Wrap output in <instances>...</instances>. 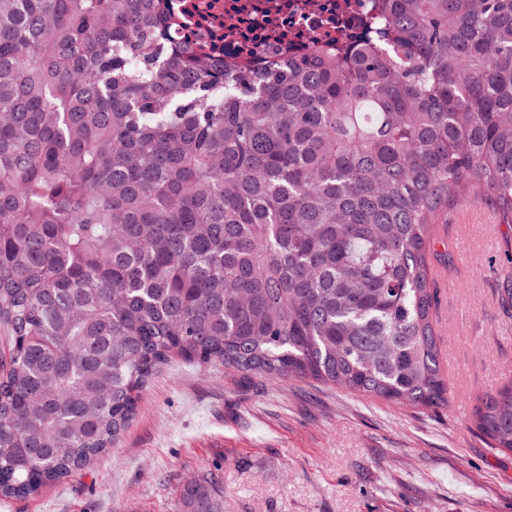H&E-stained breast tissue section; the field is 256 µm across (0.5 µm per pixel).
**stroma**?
Listing matches in <instances>:
<instances>
[{
	"label": "stroma",
	"mask_w": 512,
	"mask_h": 512,
	"mask_svg": "<svg viewBox=\"0 0 512 512\" xmlns=\"http://www.w3.org/2000/svg\"><path fill=\"white\" fill-rule=\"evenodd\" d=\"M432 251L449 406L175 357L114 448L65 483L0 500V512H180L184 487L213 471L223 512H512V452L472 424L483 396L512 381L501 302L512 225L469 194L440 214Z\"/></svg>",
	"instance_id": "stroma-1"
}]
</instances>
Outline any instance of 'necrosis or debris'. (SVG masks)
I'll list each match as a JSON object with an SVG mask.
<instances>
[{
	"label": "necrosis or debris",
	"mask_w": 512,
	"mask_h": 512,
	"mask_svg": "<svg viewBox=\"0 0 512 512\" xmlns=\"http://www.w3.org/2000/svg\"><path fill=\"white\" fill-rule=\"evenodd\" d=\"M380 0H166L171 44L218 58L285 64L311 45L349 44L373 33Z\"/></svg>",
	"instance_id": "obj_1"
}]
</instances>
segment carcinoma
<instances>
[{
  "label": "carcinoma",
  "mask_w": 512,
  "mask_h": 512,
  "mask_svg": "<svg viewBox=\"0 0 512 512\" xmlns=\"http://www.w3.org/2000/svg\"><path fill=\"white\" fill-rule=\"evenodd\" d=\"M162 2L0 0V499L87 468L173 355L448 404L436 218L512 224V0H382L384 49L263 69L170 46ZM473 424L512 452V384Z\"/></svg>",
  "instance_id": "cac0c4a2"
}]
</instances>
